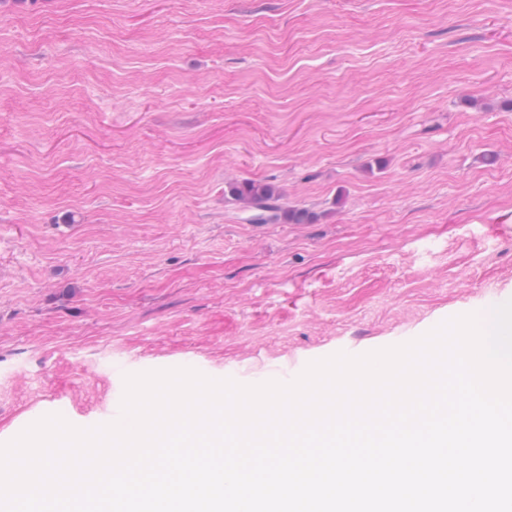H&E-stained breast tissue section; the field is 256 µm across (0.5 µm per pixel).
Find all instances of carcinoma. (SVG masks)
I'll use <instances>...</instances> for the list:
<instances>
[{
    "instance_id": "cac0c4a2",
    "label": "carcinoma",
    "mask_w": 512,
    "mask_h": 512,
    "mask_svg": "<svg viewBox=\"0 0 512 512\" xmlns=\"http://www.w3.org/2000/svg\"><path fill=\"white\" fill-rule=\"evenodd\" d=\"M224 194L251 212L248 220L256 224H274L281 220L299 224L307 219V212L283 205V193L270 184L254 180L230 183Z\"/></svg>"
}]
</instances>
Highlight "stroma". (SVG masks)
<instances>
[{
	"label": "stroma",
	"mask_w": 512,
	"mask_h": 512,
	"mask_svg": "<svg viewBox=\"0 0 512 512\" xmlns=\"http://www.w3.org/2000/svg\"><path fill=\"white\" fill-rule=\"evenodd\" d=\"M510 300L512 0H0V443ZM231 197L251 212L249 221L256 224H274L281 220L301 224L307 219L306 210L284 206L283 193L270 184L254 180L230 183L224 195Z\"/></svg>",
	"instance_id": "35a3bbf8"
}]
</instances>
